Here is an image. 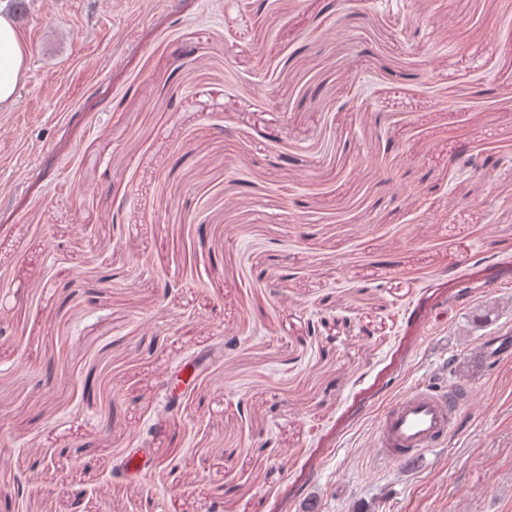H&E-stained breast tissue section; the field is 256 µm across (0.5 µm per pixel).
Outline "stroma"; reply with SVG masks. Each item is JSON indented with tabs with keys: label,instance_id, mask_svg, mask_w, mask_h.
<instances>
[{
	"label": "stroma",
	"instance_id": "1",
	"mask_svg": "<svg viewBox=\"0 0 512 512\" xmlns=\"http://www.w3.org/2000/svg\"><path fill=\"white\" fill-rule=\"evenodd\" d=\"M328 2L25 0L0 512H512L478 354L512 331V0ZM458 382L445 446L375 462L391 400Z\"/></svg>",
	"mask_w": 512,
	"mask_h": 512
}]
</instances>
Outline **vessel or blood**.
<instances>
[{"label":"vessel or blood","mask_w":512,"mask_h":512,"mask_svg":"<svg viewBox=\"0 0 512 512\" xmlns=\"http://www.w3.org/2000/svg\"><path fill=\"white\" fill-rule=\"evenodd\" d=\"M469 388L458 384L441 394L415 385L392 401L381 413L373 455L388 463H406L451 436Z\"/></svg>","instance_id":"1"}]
</instances>
